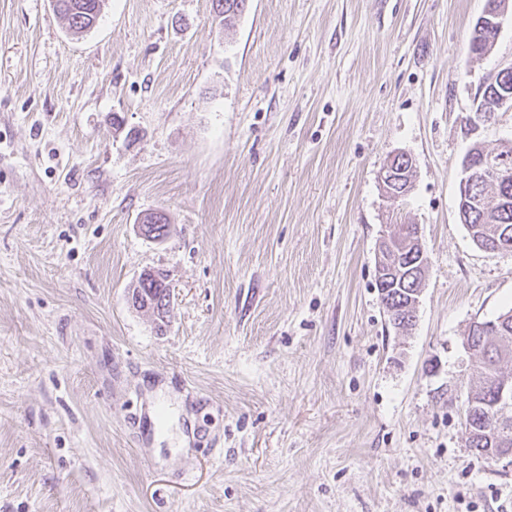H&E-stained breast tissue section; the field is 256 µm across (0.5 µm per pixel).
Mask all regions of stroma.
<instances>
[{
    "instance_id": "stroma-1",
    "label": "stroma",
    "mask_w": 512,
    "mask_h": 512,
    "mask_svg": "<svg viewBox=\"0 0 512 512\" xmlns=\"http://www.w3.org/2000/svg\"><path fill=\"white\" fill-rule=\"evenodd\" d=\"M486 0H105L67 30L0 0V512H512V464L467 446L472 321L512 256L458 219ZM413 160L384 197L388 158ZM170 218L155 242L138 226ZM416 224L415 324L376 288ZM173 300L156 329L139 274ZM248 0H212L213 11L224 23V29L235 26L238 18L245 11ZM165 280V275L160 271H144L133 285L130 297L134 308L150 311L161 324H164L170 306L166 288L163 287Z\"/></svg>"
}]
</instances>
